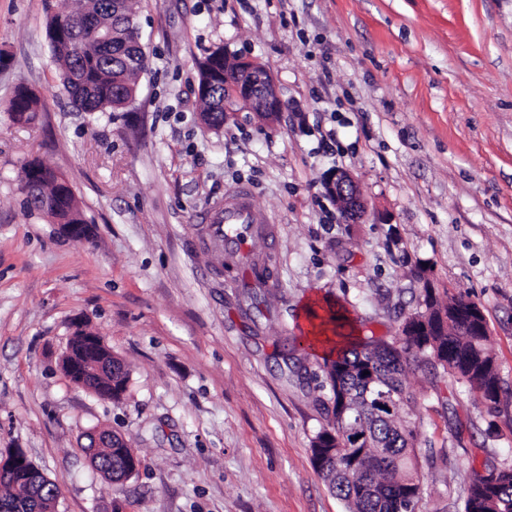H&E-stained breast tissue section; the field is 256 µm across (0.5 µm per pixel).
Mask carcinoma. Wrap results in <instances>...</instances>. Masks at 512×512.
Instances as JSON below:
<instances>
[{
  "instance_id": "obj_1",
  "label": "carcinoma",
  "mask_w": 512,
  "mask_h": 512,
  "mask_svg": "<svg viewBox=\"0 0 512 512\" xmlns=\"http://www.w3.org/2000/svg\"><path fill=\"white\" fill-rule=\"evenodd\" d=\"M74 13H57L47 20L46 34L61 67L64 94L80 112H115L132 102L137 79L147 66L139 27L129 0H81ZM84 17L89 26L73 29L69 20ZM113 34L107 48L88 45L90 30ZM201 113L223 111L224 48L218 46L197 64ZM14 119L28 123L38 112V99L19 87L8 101ZM52 182L60 193L47 208L24 198L31 212L47 214L59 224H84L69 181L53 170ZM424 304L405 320L401 335L388 341L367 338L350 341L329 355L316 351L309 334L300 337L310 355L322 360L320 369L330 387L333 421L311 440V461L328 488L345 501L348 512H414L421 485L420 464L415 455L414 429L402 416L410 415L416 398L405 385L410 365L432 360L442 369L481 391L486 400L499 402V381L487 347V333L478 332L470 311L478 304L459 294L446 300L432 292L423 294ZM448 327L442 328V318ZM424 321L434 331L417 336L412 325ZM79 337H73L62 358L65 374L76 385L80 378L69 369V360L81 358ZM112 374L98 388L118 401L125 392L129 373L124 363L112 359ZM101 467L112 468V482L122 480L133 466L130 448H114L99 454ZM14 487L0 482V506L5 512H45L54 507L57 488L40 474ZM465 512H512V468L473 479Z\"/></svg>"
}]
</instances>
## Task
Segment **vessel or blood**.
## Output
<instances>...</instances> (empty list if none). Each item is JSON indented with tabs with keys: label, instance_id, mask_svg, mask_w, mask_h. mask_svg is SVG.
<instances>
[{
	"label": "vessel or blood",
	"instance_id": "b4317fda",
	"mask_svg": "<svg viewBox=\"0 0 512 512\" xmlns=\"http://www.w3.org/2000/svg\"><path fill=\"white\" fill-rule=\"evenodd\" d=\"M206 222L211 240L223 246L228 259L236 260L249 258L247 241L264 218L254 211L249 189L239 188L209 210Z\"/></svg>",
	"mask_w": 512,
	"mask_h": 512
}]
</instances>
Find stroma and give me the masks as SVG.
<instances>
[{"label":"stroma","instance_id":"35a3bbf8","mask_svg":"<svg viewBox=\"0 0 512 512\" xmlns=\"http://www.w3.org/2000/svg\"><path fill=\"white\" fill-rule=\"evenodd\" d=\"M148 67L124 110L76 111L46 38L79 0H0V450L59 482L56 512H346L311 462L329 388L296 338L304 308L342 306L388 339L424 284L479 304L500 400L411 368L423 469L414 512H464L472 480L512 468V0H131ZM257 59L288 108L199 121L197 63ZM35 121L5 107L17 87ZM62 172L92 233L23 205L24 164ZM344 169L366 203L345 223L325 189ZM270 218L250 241L258 299L207 243L204 215L237 186ZM129 372L116 402L60 367L76 322ZM142 460L108 483L84 433Z\"/></svg>","mask_w":512,"mask_h":512}]
</instances>
